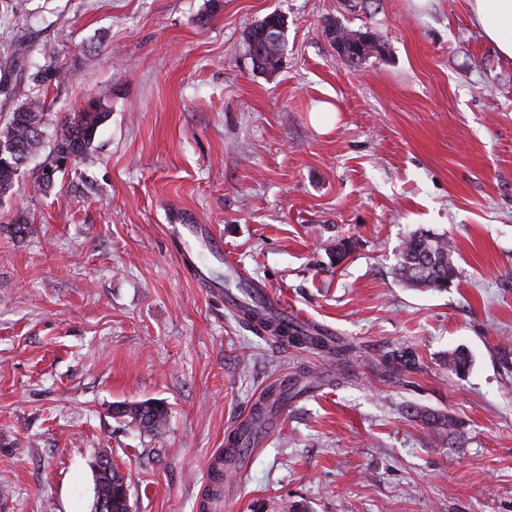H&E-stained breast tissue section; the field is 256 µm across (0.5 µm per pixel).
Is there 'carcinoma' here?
<instances>
[{
    "label": "carcinoma",
    "mask_w": 512,
    "mask_h": 512,
    "mask_svg": "<svg viewBox=\"0 0 512 512\" xmlns=\"http://www.w3.org/2000/svg\"><path fill=\"white\" fill-rule=\"evenodd\" d=\"M285 27V18L274 13L248 31L249 53L256 67L270 73L280 68ZM325 34L336 53L351 62L362 61L369 54L378 51V37L371 30L352 31L336 22H330L325 28ZM31 54L32 49L23 43L15 41L6 45L5 57L10 59V64L0 71V96L3 99H13L23 80L22 69L15 65V61L26 62ZM46 110V93L39 91L16 104L12 111L0 115V146L14 147V150L5 151L0 156V201L9 196L23 173L18 161L41 148ZM106 117L107 112L93 102L65 117L63 124L55 132L52 148L39 167L32 172V186L36 191L42 192L53 186L54 180L46 177V174L49 171L54 175L65 171L61 166L63 160H71V167L76 170L89 159L98 128ZM453 254V246L445 235L416 230L402 242L395 275L412 288L445 290L451 287L457 276ZM237 316L243 322L261 328L285 345L320 350L336 356L346 351L336 337L318 328L300 326L278 317L261 306L241 304L237 307ZM444 364L448 371L462 379L468 373L472 359L464 348L457 347L448 351ZM295 396L296 392L281 385L268 386L263 402L253 408L252 418L261 417L267 410L279 407ZM141 406L142 403H135L125 408L123 413L131 415L145 431H154L165 425L167 409L162 402H154L153 412L146 421L140 413ZM413 413L421 416L426 424L437 430L446 429L450 435L454 433L456 423L446 414L424 413L416 408Z\"/></svg>",
    "instance_id": "cac0c4a2"
}]
</instances>
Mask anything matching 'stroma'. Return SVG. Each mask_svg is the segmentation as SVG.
Listing matches in <instances>:
<instances>
[{
    "label": "stroma",
    "instance_id": "35a3bbf8",
    "mask_svg": "<svg viewBox=\"0 0 512 512\" xmlns=\"http://www.w3.org/2000/svg\"><path fill=\"white\" fill-rule=\"evenodd\" d=\"M273 13L286 45L269 74L245 35ZM329 20L379 52L344 61ZM18 40L46 138L88 102L107 117L78 172L45 194L23 174L0 202V512H93L104 452L132 512H200L213 453L270 384L306 376L210 512H512V60L468 0H0V43ZM322 101L339 110L326 133L309 118ZM179 212L344 360L242 323L205 252L201 287L169 232ZM417 229L451 239V288L396 277ZM458 346L462 379L444 364ZM395 349L415 365L386 370ZM144 400L167 406L160 431L119 414ZM444 364L447 366L448 371L462 379L468 373L472 365V359L470 354L463 347H457L448 350Z\"/></svg>",
    "mask_w": 512,
    "mask_h": 512
}]
</instances>
